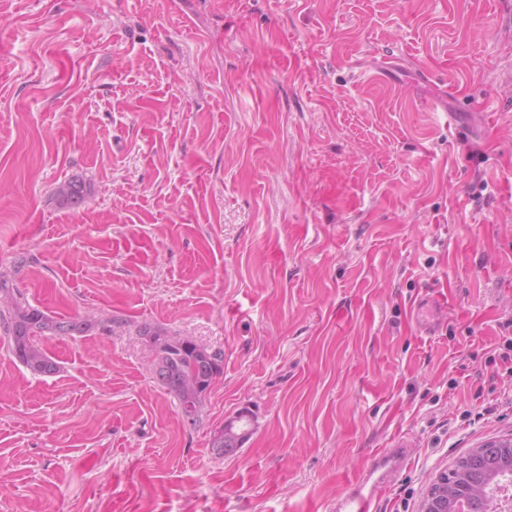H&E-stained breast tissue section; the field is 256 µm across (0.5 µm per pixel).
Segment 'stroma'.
I'll list each match as a JSON object with an SVG mask.
<instances>
[{
    "label": "stroma",
    "mask_w": 512,
    "mask_h": 512,
    "mask_svg": "<svg viewBox=\"0 0 512 512\" xmlns=\"http://www.w3.org/2000/svg\"><path fill=\"white\" fill-rule=\"evenodd\" d=\"M0 276L122 323L0 334V512H330L398 435L420 512L512 438V0H0ZM142 323L223 352L199 425ZM224 440L222 434L215 436V430L210 440L211 451L218 457H224V448H234L233 445L225 444L226 438L230 437L236 444L242 443L253 428V419L247 413H241L232 420L224 422Z\"/></svg>",
    "instance_id": "35a3bbf8"
}]
</instances>
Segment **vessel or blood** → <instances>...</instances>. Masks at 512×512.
<instances>
[{
	"label": "vessel or blood",
	"instance_id": "obj_1",
	"mask_svg": "<svg viewBox=\"0 0 512 512\" xmlns=\"http://www.w3.org/2000/svg\"><path fill=\"white\" fill-rule=\"evenodd\" d=\"M409 455L407 440L378 452L354 482L353 489L336 501L335 512H378L379 503Z\"/></svg>",
	"mask_w": 512,
	"mask_h": 512
}]
</instances>
